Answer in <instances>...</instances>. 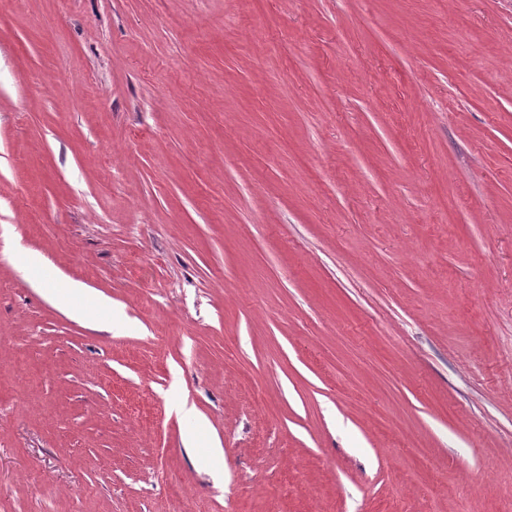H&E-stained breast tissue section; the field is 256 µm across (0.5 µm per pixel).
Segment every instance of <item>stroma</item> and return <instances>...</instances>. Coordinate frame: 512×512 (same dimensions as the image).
Instances as JSON below:
<instances>
[{"label": "stroma", "instance_id": "obj_1", "mask_svg": "<svg viewBox=\"0 0 512 512\" xmlns=\"http://www.w3.org/2000/svg\"><path fill=\"white\" fill-rule=\"evenodd\" d=\"M185 507L512 512V0H0V512Z\"/></svg>", "mask_w": 512, "mask_h": 512}]
</instances>
